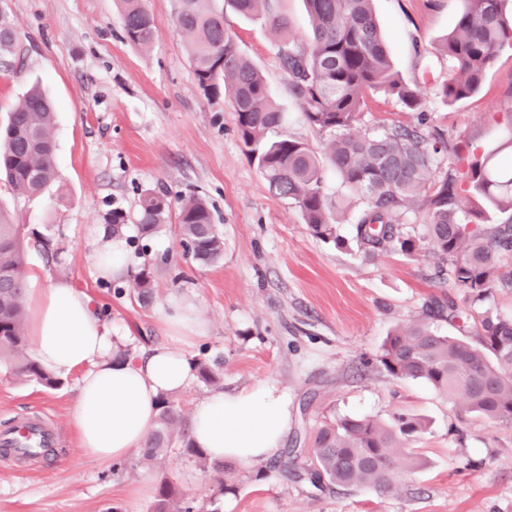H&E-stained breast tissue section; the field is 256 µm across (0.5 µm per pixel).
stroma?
<instances>
[{"instance_id": "35a3bbf8", "label": "stroma", "mask_w": 512, "mask_h": 512, "mask_svg": "<svg viewBox=\"0 0 512 512\" xmlns=\"http://www.w3.org/2000/svg\"><path fill=\"white\" fill-rule=\"evenodd\" d=\"M145 4L157 29L147 50L127 41L116 0H0L17 34L14 58L0 65V128L25 92L40 86L54 106L58 171L34 197L0 181V209L52 242V253H25L37 287L66 281L87 292L125 331L130 352L162 342L158 314L170 298L192 299L208 324L193 348L196 359L221 374V390L265 380L285 390L289 438L273 462L234 470L235 492L215 502L212 473L200 469L182 441L150 468L133 454L116 473L85 456L73 419L80 371L47 389L16 380L0 365V430L26 414L44 418L55 433L48 457L0 463V512H153L155 496L133 493L144 479L155 488L168 483L194 512H512V424L458 417L428 384L393 378L377 361L387 334L432 321V305L455 303V323L432 321L454 336H473V318L483 312L511 316L512 288L494 287L477 301L437 277L431 250L364 255L348 211L333 215L346 247L314 237L297 208L269 191L239 140L228 96L198 89L175 0ZM213 6L223 11L240 52L264 74L284 114L279 134L322 149L323 136L288 93L278 34L265 17H245L226 0ZM464 7V0L373 4L395 69L417 88L434 124L463 154L482 155L512 135V46L498 50L473 95L444 103L437 90L448 60L437 47ZM414 119L393 98L374 93L360 125L378 132ZM149 190L166 192L170 211L165 226L144 238L135 216ZM190 197L208 203L224 235L218 263H200L181 246L178 211ZM115 209L128 217L123 237L132 274L105 281L96 275L95 256L112 235L107 218ZM145 267L154 289L146 306L133 288L134 274ZM399 412L423 417L428 430L411 445L416 467L401 471L392 490L322 492L287 479L284 463L303 468L310 454L309 444H293V436L335 416L386 421Z\"/></svg>"}]
</instances>
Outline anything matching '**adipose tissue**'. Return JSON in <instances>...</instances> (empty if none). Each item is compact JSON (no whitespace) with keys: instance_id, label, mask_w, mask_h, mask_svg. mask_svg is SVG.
Returning a JSON list of instances; mask_svg holds the SVG:
<instances>
[{"instance_id":"1","label":"adipose tissue","mask_w":512,"mask_h":512,"mask_svg":"<svg viewBox=\"0 0 512 512\" xmlns=\"http://www.w3.org/2000/svg\"><path fill=\"white\" fill-rule=\"evenodd\" d=\"M28 303L29 339L39 364L53 373L82 371L74 421L84 454L102 464L127 458L142 447L162 399L197 375L190 349L208 326L196 304L169 301L159 312L166 341L135 358L100 304L70 283L32 289ZM288 424L287 394L263 381L233 394L216 390L199 401L189 416V438L210 459L247 470L280 452Z\"/></svg>"}]
</instances>
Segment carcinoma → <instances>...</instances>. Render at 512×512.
I'll use <instances>...</instances> for the list:
<instances>
[{"instance_id":"cac0c4a2","label":"carcinoma","mask_w":512,"mask_h":512,"mask_svg":"<svg viewBox=\"0 0 512 512\" xmlns=\"http://www.w3.org/2000/svg\"><path fill=\"white\" fill-rule=\"evenodd\" d=\"M128 42L151 47L156 27L145 0H117ZM249 17L265 12L280 31L277 57L288 76V92L302 105L313 129L328 135L324 153L293 139L271 138L283 114L271 99L260 72L241 54L224 30V12L210 0H175L176 23L184 34L198 87L206 94L219 89L230 96L237 131L269 188L291 201L311 234L336 247L345 246L331 217L325 168L339 176L345 197L357 199L354 228L366 254L399 250L412 255L431 247L448 284L477 297L500 284L512 287V160L487 153L462 164L440 167L439 154L457 146L437 129H427V114L417 92L394 69L372 10V0H305L311 41L303 46L288 34V22L273 14L269 0H228ZM507 0H465V9L438 50L448 58V79L438 95L451 104L480 87L497 51L512 42V14ZM16 35L0 15V59L14 54ZM382 92L416 113L412 126L393 125L378 134L356 131L365 98ZM50 101L37 89L28 91L10 112L0 133V177L18 193L35 196L56 175L55 144L50 129ZM470 192L507 218L483 223V210L462 215L460 195ZM423 209V233L405 230L409 213ZM169 203L147 192L137 212L140 235L150 236L166 223ZM178 222L181 244L193 259L213 264L224 257V236L211 222L207 203L184 200ZM26 244L19 225L0 211V361L14 374L55 389L60 379L29 354L26 333ZM140 304L153 295L151 273L135 278ZM476 341L442 335L429 323L409 324L391 332L378 362L391 376L421 380L454 407L459 416L512 424V316L487 312L474 319ZM181 415L167 398L140 456L149 462L182 437ZM425 422L398 414L383 422L371 417H339L309 433L312 453L296 481L315 487L373 486L389 489L398 465L411 468L407 442L425 431ZM169 487L161 482L154 512H174Z\"/></svg>"}]
</instances>
